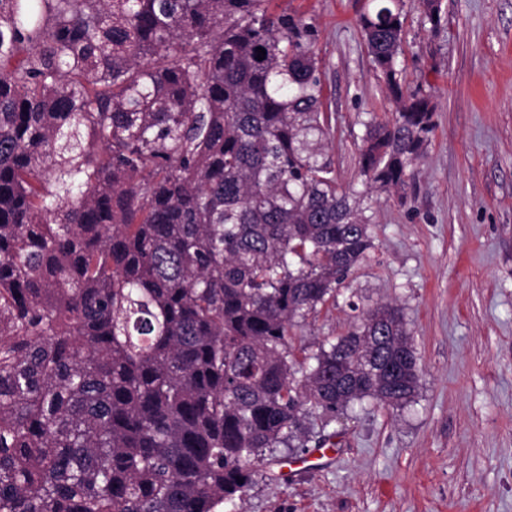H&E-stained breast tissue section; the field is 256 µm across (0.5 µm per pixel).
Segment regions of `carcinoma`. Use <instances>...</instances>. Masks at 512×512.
<instances>
[{"label":"carcinoma","instance_id":"1","mask_svg":"<svg viewBox=\"0 0 512 512\" xmlns=\"http://www.w3.org/2000/svg\"><path fill=\"white\" fill-rule=\"evenodd\" d=\"M272 2L0 0V512H215L308 418L413 401L394 304L294 352L374 244L324 158L316 31ZM405 20H359L397 107L359 147L380 190L434 128Z\"/></svg>","mask_w":512,"mask_h":512}]
</instances>
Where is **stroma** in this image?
<instances>
[{"label":"stroma","instance_id":"1","mask_svg":"<svg viewBox=\"0 0 512 512\" xmlns=\"http://www.w3.org/2000/svg\"><path fill=\"white\" fill-rule=\"evenodd\" d=\"M376 4L275 0L317 31L325 154L373 213L368 264L294 344L345 334L349 302H391L420 386L402 409L314 420L307 448H334L330 463L301 467L278 449L243 500L216 512H512V0H442L437 28L420 0H404L398 64L406 90L429 98L435 128L406 186L389 191L368 188L357 163L365 122L395 109L359 26Z\"/></svg>","mask_w":512,"mask_h":512}]
</instances>
